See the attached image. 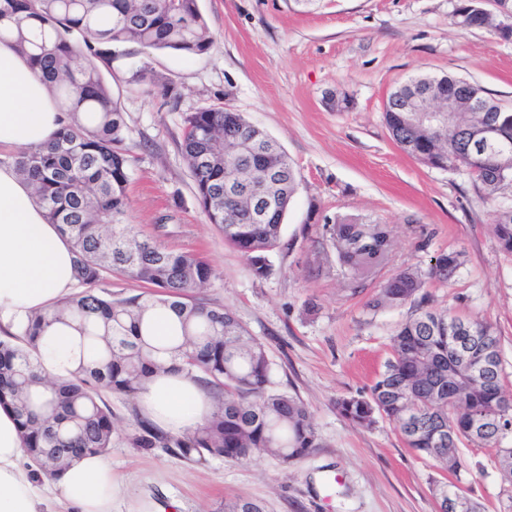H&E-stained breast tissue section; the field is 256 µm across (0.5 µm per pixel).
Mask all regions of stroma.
Returning a JSON list of instances; mask_svg holds the SVG:
<instances>
[{
    "label": "stroma",
    "mask_w": 512,
    "mask_h": 512,
    "mask_svg": "<svg viewBox=\"0 0 512 512\" xmlns=\"http://www.w3.org/2000/svg\"><path fill=\"white\" fill-rule=\"evenodd\" d=\"M455 2L320 0L306 10L296 0H198L213 39L207 52L130 44L104 70L129 128L128 223L210 262L216 278L204 297L264 345L275 388L309 408L319 443L288 464L266 454L194 464L160 442L139 447L137 401L109 394L108 456L125 488L112 512L155 503L217 512L238 498L260 501L266 512H437L435 484L447 473L408 448L395 421L360 428L336 401L369 395L393 332L425 308L492 323L512 391V255L493 242V204L468 175L402 152L383 120L388 94L424 73L466 79L512 107V40L456 24ZM142 69L145 81L133 84ZM340 95L349 101L341 112ZM219 107L275 138L301 178L265 278L208 223L181 153L185 116ZM339 215L391 233L387 258L367 277L353 278L324 229ZM453 251L462 264L450 282L428 278L404 305L370 308L392 275L427 271ZM459 455L461 490L484 512H512V482L497 470L494 449L465 442Z\"/></svg>",
    "instance_id": "1"
}]
</instances>
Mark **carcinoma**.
<instances>
[{"label": "carcinoma", "instance_id": "obj_1", "mask_svg": "<svg viewBox=\"0 0 512 512\" xmlns=\"http://www.w3.org/2000/svg\"><path fill=\"white\" fill-rule=\"evenodd\" d=\"M464 27L499 30L497 17L464 8ZM4 34L48 83L66 120L43 146L18 153L13 166L33 187L35 201L51 224L61 226L74 253L81 291L61 308L41 312L22 335L0 339V405L11 406L24 448L48 478L70 461L112 448V410L100 390L131 396L157 373L171 369L216 389L215 410L193 433L163 437L140 426L143 448L165 442L196 464L212 458L247 460L272 454L288 463L318 446L311 413L303 402L272 388V366L262 343L235 315L195 295L215 278L210 263L174 252L141 236L126 222L131 160L125 112L105 81L100 63L128 44L198 55L212 45L197 0H0ZM444 108L433 122L417 123L411 109L423 103ZM384 121L396 146L440 170L461 162L476 193L494 203L497 247L512 254V110L481 86L454 75L408 79L387 97ZM181 152L194 179L195 195L209 223L235 247L254 276L273 271L281 225L300 186L298 172L281 145L231 108H209L185 117ZM273 198L261 224L250 222L253 190ZM340 260L354 271L377 265L391 247L380 224L338 220L326 227ZM462 265L458 252L441 253L428 275L449 281ZM117 272L151 288L114 298L100 287L104 273ZM421 274L392 276L370 303L400 307L421 287ZM179 319L174 336L156 340L145 323L158 308ZM65 323L88 354L70 377L48 382L39 368L45 329ZM471 336L473 354H499L492 324L463 319L449 310L425 309L393 334V359L367 397L337 401L340 414L371 429L380 417L398 423L408 447L458 475V445L466 440L496 449L505 479L512 481V410L502 372L488 385L448 359L456 337ZM437 502L458 501L456 512H481L455 483L436 488ZM224 512H265L239 498Z\"/></svg>", "mask_w": 512, "mask_h": 512}]
</instances>
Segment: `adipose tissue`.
I'll return each mask as SVG.
<instances>
[{
    "mask_svg": "<svg viewBox=\"0 0 512 512\" xmlns=\"http://www.w3.org/2000/svg\"><path fill=\"white\" fill-rule=\"evenodd\" d=\"M62 120L45 83L12 44L0 41V148L42 146ZM76 285L67 236L48 223L14 167L0 165V333H24L36 313L55 307ZM78 355L69 328L57 324L45 330L41 366L46 376L67 378ZM137 398L143 414L174 435L194 431L213 410L200 384L174 371L153 377ZM24 456L16 417L0 405V512H49ZM57 490L66 512H112L120 486L111 462L92 454L63 471Z\"/></svg>",
    "mask_w": 512,
    "mask_h": 512,
    "instance_id": "obj_1",
    "label": "adipose tissue"
}]
</instances>
